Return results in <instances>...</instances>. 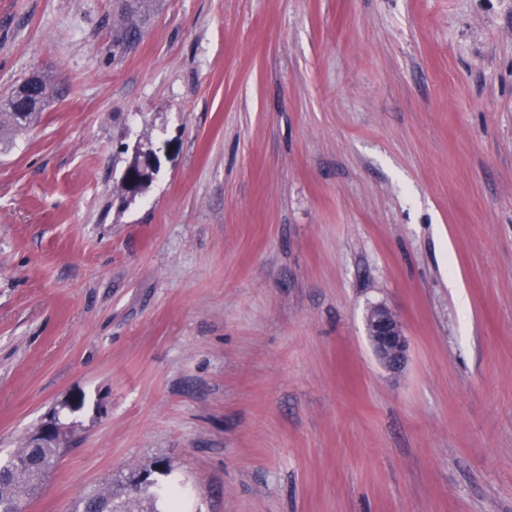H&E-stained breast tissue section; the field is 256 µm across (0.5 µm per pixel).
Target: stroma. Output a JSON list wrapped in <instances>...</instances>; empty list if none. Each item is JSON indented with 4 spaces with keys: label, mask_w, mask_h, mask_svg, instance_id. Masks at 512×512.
<instances>
[{
    "label": "stroma",
    "mask_w": 512,
    "mask_h": 512,
    "mask_svg": "<svg viewBox=\"0 0 512 512\" xmlns=\"http://www.w3.org/2000/svg\"><path fill=\"white\" fill-rule=\"evenodd\" d=\"M112 14L0 0V93L55 88L0 150V459L80 401L25 512L160 460L181 512H512V0ZM112 42L120 46L139 40L150 26L157 11V0H115ZM365 329L379 362L389 371L405 364L408 338L399 318L384 304L370 305L365 314Z\"/></svg>",
    "instance_id": "1"
}]
</instances>
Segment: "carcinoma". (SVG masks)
Wrapping results in <instances>:
<instances>
[{
    "instance_id": "cac0c4a2",
    "label": "carcinoma",
    "mask_w": 512,
    "mask_h": 512,
    "mask_svg": "<svg viewBox=\"0 0 512 512\" xmlns=\"http://www.w3.org/2000/svg\"><path fill=\"white\" fill-rule=\"evenodd\" d=\"M157 11V0H115L112 21L113 45L139 40ZM52 94V85L42 77L23 91L14 88L0 96V143L28 130L38 120L41 109ZM65 441L53 445H26L0 464V512H22L23 501L50 475L63 454ZM151 485L138 484L130 495L117 496L112 484L102 490L81 495L73 512H174L178 489L150 491Z\"/></svg>"
}]
</instances>
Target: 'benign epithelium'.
I'll return each mask as SVG.
<instances>
[{
	"instance_id": "1",
	"label": "benign epithelium",
	"mask_w": 512,
	"mask_h": 512,
	"mask_svg": "<svg viewBox=\"0 0 512 512\" xmlns=\"http://www.w3.org/2000/svg\"><path fill=\"white\" fill-rule=\"evenodd\" d=\"M365 329L379 362L389 371L400 370L405 364L408 338L399 318L385 305H370L365 314ZM64 427L54 418L46 417L29 437L60 439Z\"/></svg>"
}]
</instances>
